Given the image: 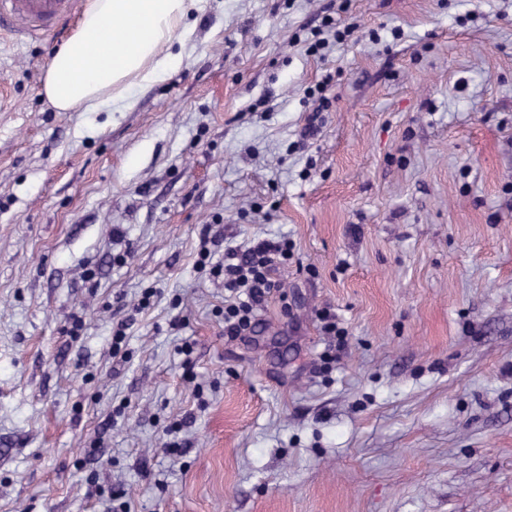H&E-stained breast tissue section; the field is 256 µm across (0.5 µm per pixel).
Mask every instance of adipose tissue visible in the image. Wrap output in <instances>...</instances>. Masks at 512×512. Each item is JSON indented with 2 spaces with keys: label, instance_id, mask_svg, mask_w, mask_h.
<instances>
[{
  "label": "adipose tissue",
  "instance_id": "ef3b65f1",
  "mask_svg": "<svg viewBox=\"0 0 512 512\" xmlns=\"http://www.w3.org/2000/svg\"><path fill=\"white\" fill-rule=\"evenodd\" d=\"M202 0H88L77 26L54 50L41 92L59 112L133 106L136 89L168 80L174 46L192 39Z\"/></svg>",
  "mask_w": 512,
  "mask_h": 512
}]
</instances>
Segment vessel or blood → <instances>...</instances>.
<instances>
[{
  "label": "vessel or blood",
  "mask_w": 512,
  "mask_h": 512,
  "mask_svg": "<svg viewBox=\"0 0 512 512\" xmlns=\"http://www.w3.org/2000/svg\"><path fill=\"white\" fill-rule=\"evenodd\" d=\"M80 0H0V32L50 35L75 14Z\"/></svg>",
  "instance_id": "1"
}]
</instances>
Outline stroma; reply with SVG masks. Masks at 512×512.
<instances>
[{
	"label": "stroma",
	"mask_w": 512,
	"mask_h": 512,
	"mask_svg": "<svg viewBox=\"0 0 512 512\" xmlns=\"http://www.w3.org/2000/svg\"><path fill=\"white\" fill-rule=\"evenodd\" d=\"M62 40L0 37V512H512V0H203L117 112ZM205 234L295 245L250 335ZM322 26L323 28L312 32L314 41L308 43V47L306 49L307 53L310 55L318 54L320 56H324L323 54H321V52L324 49H326L329 44V41L326 37H320L324 35V29L328 34L332 35L334 41L336 42V45L343 44L350 34V27L348 25L342 26L341 22H338L337 20L330 16H325L323 18Z\"/></svg>",
	"instance_id": "obj_1"
}]
</instances>
